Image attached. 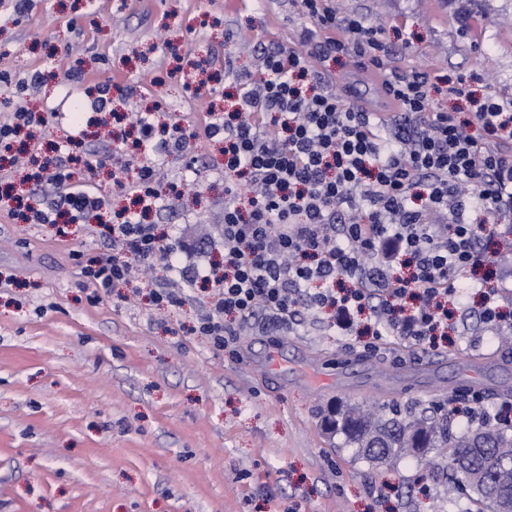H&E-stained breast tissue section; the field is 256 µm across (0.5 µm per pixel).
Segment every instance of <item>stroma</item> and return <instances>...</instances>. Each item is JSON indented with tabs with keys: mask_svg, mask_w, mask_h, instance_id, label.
Masks as SVG:
<instances>
[{
	"mask_svg": "<svg viewBox=\"0 0 512 512\" xmlns=\"http://www.w3.org/2000/svg\"><path fill=\"white\" fill-rule=\"evenodd\" d=\"M34 0L15 16L0 0V123L19 105L71 112L89 84L61 83L81 70L114 86L121 112L157 107L170 123L202 124L210 100L228 93V69H251L261 48L291 47L305 23L295 0ZM366 18L403 69L434 67L429 105L453 110L449 83L512 97V0H339ZM41 83L18 92V76ZM326 84L358 88L347 106L381 111L380 82L349 58L319 64ZM49 123L42 156L98 154L92 185L111 211L130 206L134 173L112 142L68 143ZM164 200L152 223L184 232L220 259L212 240L224 221V165L205 140L187 154L153 158ZM195 197L193 212L176 203ZM105 227L23 224L0 213V512H496L493 502L403 456L363 459L329 428L330 408L400 406L421 413L448 399L480 397L483 411L512 401V351L484 331L479 300L497 291L512 306V274L494 265L454 282L464 308L453 342L380 351L344 335L324 315L264 331L253 325L235 352L193 332L203 307L187 288L156 311L147 295L169 270L139 285L138 301L90 293L81 266L105 252Z\"/></svg>",
	"mask_w": 512,
	"mask_h": 512,
	"instance_id": "35a3bbf8",
	"label": "stroma"
}]
</instances>
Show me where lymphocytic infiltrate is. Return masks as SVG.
Returning a JSON list of instances; mask_svg holds the SVG:
<instances>
[{
	"instance_id": "1",
	"label": "lymphocytic infiltrate",
	"mask_w": 512,
	"mask_h": 512,
	"mask_svg": "<svg viewBox=\"0 0 512 512\" xmlns=\"http://www.w3.org/2000/svg\"><path fill=\"white\" fill-rule=\"evenodd\" d=\"M307 26L296 47L263 52L252 72H233L234 112L209 110L203 132L223 145V261L198 265L196 246L143 221L158 206L155 169L138 167V210L109 225L112 248L82 268L87 287L123 288L139 268L177 269L186 287L204 286L196 331L231 348L240 324L284 327L300 306L332 309L345 329L368 314L375 338L435 344L448 326L456 277L487 263L472 205L512 214V100H473L470 118L433 110L430 72L386 67L388 51L363 18L337 14L333 0H299ZM354 57L383 72L391 112L357 111L316 66ZM159 155L186 152L190 136L171 126L157 137L150 113L132 123ZM35 185L52 200L0 192L9 216L30 224L88 223L106 201L73 183L64 159L32 158Z\"/></svg>"
}]
</instances>
